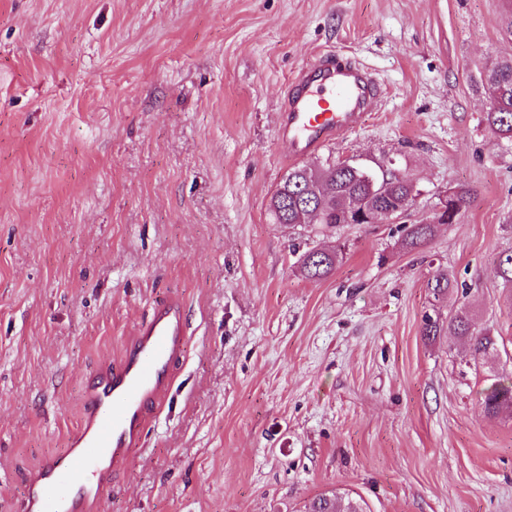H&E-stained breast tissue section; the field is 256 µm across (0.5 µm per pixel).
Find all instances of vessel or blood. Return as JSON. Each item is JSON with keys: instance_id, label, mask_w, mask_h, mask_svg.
Masks as SVG:
<instances>
[{"instance_id": "b4317fda", "label": "vessel or blood", "mask_w": 512, "mask_h": 512, "mask_svg": "<svg viewBox=\"0 0 512 512\" xmlns=\"http://www.w3.org/2000/svg\"><path fill=\"white\" fill-rule=\"evenodd\" d=\"M377 89L360 63L324 54L303 67L280 114L288 156L300 158L356 129L374 110ZM186 345L181 309L156 306L118 361H105L84 385L82 421L66 450L47 457L28 481L21 512H93L167 391L170 368Z\"/></svg>"}]
</instances>
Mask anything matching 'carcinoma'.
Segmentation results:
<instances>
[{
  "label": "carcinoma",
  "instance_id": "1",
  "mask_svg": "<svg viewBox=\"0 0 512 512\" xmlns=\"http://www.w3.org/2000/svg\"><path fill=\"white\" fill-rule=\"evenodd\" d=\"M484 89L492 107L484 115L486 126L497 136L512 144V58L494 63L484 76ZM419 194L417 184L406 173L390 169H373L358 162L329 163L319 168L296 166L277 186L270 197L269 210L277 224H324L334 227L343 221L342 207L352 199L371 210L377 203L390 199L395 204L411 203ZM470 190L464 187L448 191L447 223L457 221L456 215L468 204ZM436 225L413 223L407 227L403 245L415 249L432 239ZM343 260L339 246L311 249L299 258L300 274L311 281L328 278ZM498 276L504 287L512 288V252L498 260ZM433 301L442 302L457 289L448 272L438 271L427 282ZM446 332L463 341L474 361L480 366L498 354V343L489 332L473 327L471 309L463 305L448 311V318L425 316L422 334L439 336ZM484 412L490 416L512 408V373L503 374L482 394ZM306 512H364L360 500L333 492L314 499Z\"/></svg>",
  "mask_w": 512,
  "mask_h": 512
}]
</instances>
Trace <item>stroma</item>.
Listing matches in <instances>:
<instances>
[{"label":"stroma","mask_w":512,"mask_h":512,"mask_svg":"<svg viewBox=\"0 0 512 512\" xmlns=\"http://www.w3.org/2000/svg\"><path fill=\"white\" fill-rule=\"evenodd\" d=\"M505 0H0V512L81 423L86 379L156 301L188 341L161 409L96 512H512V148L481 85L512 58ZM381 92L305 158L393 162L405 222L285 225L267 209L289 82L320 54ZM460 219L406 251L448 189ZM341 246L326 280L297 257ZM470 289L499 357L427 339V281ZM482 406L487 415H497L504 409L512 408V373L502 374L482 394ZM306 512H365L360 500L348 494L333 492L331 495L323 494L314 499Z\"/></svg>","instance_id":"obj_1"}]
</instances>
